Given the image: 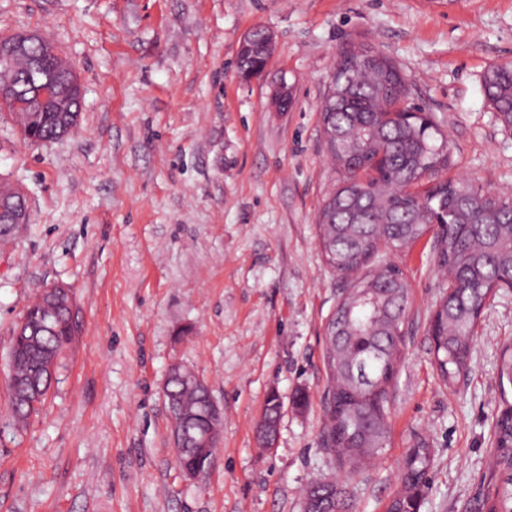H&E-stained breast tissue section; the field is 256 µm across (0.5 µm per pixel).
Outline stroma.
I'll use <instances>...</instances> for the list:
<instances>
[{"label":"stroma","mask_w":512,"mask_h":512,"mask_svg":"<svg viewBox=\"0 0 512 512\" xmlns=\"http://www.w3.org/2000/svg\"><path fill=\"white\" fill-rule=\"evenodd\" d=\"M273 36L241 80L254 27ZM36 31L78 75L77 130L44 146L0 118V182L30 222L0 244V512H302L314 481L343 477L353 512H385L408 448L432 451L419 512H464L512 405L501 380L512 290L490 299L468 370L444 384L430 318L446 280L435 238L382 250L411 285L390 392V438L342 475L323 449L324 326L346 286L316 238L338 174L320 107L336 57L369 45L437 122L463 179L512 199V126L483 76L512 63V0H0V35ZM293 88L281 111L274 93ZM73 290L78 333L59 382L25 425L11 416L8 343L35 293ZM181 364L223 413L210 470L178 467L164 394ZM282 404L272 450L257 426ZM305 392L304 406L294 403Z\"/></svg>","instance_id":"stroma-1"}]
</instances>
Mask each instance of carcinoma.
<instances>
[{"mask_svg": "<svg viewBox=\"0 0 512 512\" xmlns=\"http://www.w3.org/2000/svg\"><path fill=\"white\" fill-rule=\"evenodd\" d=\"M264 30L256 27L249 46L238 53L240 73L266 58ZM43 57L42 67L30 58ZM335 68L336 95L322 106L328 152L340 179L318 220L320 248L329 265L350 277L326 327L325 364L329 377L324 447L340 469L352 472L378 455L390 435L389 391L397 374L401 319L410 285L400 269L369 263L380 247L399 251L414 243L433 222L447 229L437 235V258L448 269V292L433 322L434 363L451 384L464 372L478 320L497 287L512 281V201L476 191L466 181L439 180L422 192L416 187L448 163L446 142L433 120H405L395 114L408 95L405 78L387 56L369 46L341 52ZM12 75L0 82L5 110L28 143L60 139L78 126L82 93L67 89L70 71L54 50L32 46L0 60ZM483 85L489 103L512 125V65L488 70ZM23 340L10 344L12 412L25 423L48 396L63 350L76 335L71 288L46 290L26 307ZM165 396L184 433L182 459L213 456L217 442L200 439L221 427L210 415L208 390L182 366L173 368ZM493 467L468 500L465 512H512V406L498 416L493 432ZM431 449H408L401 468L404 490L386 512H418L431 465ZM343 485L317 483L305 496L303 512H346Z\"/></svg>", "mask_w": 512, "mask_h": 512, "instance_id": "obj_1", "label": "carcinoma"}]
</instances>
